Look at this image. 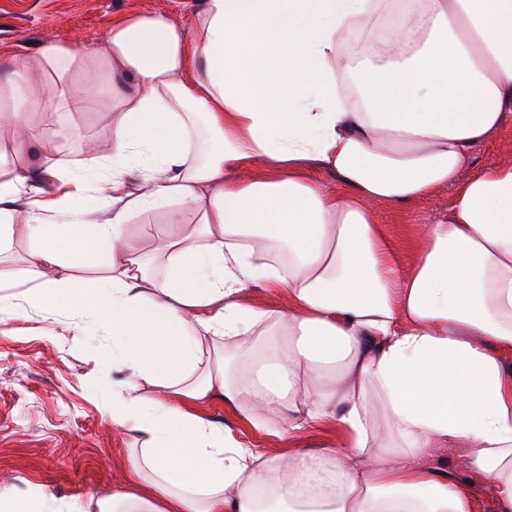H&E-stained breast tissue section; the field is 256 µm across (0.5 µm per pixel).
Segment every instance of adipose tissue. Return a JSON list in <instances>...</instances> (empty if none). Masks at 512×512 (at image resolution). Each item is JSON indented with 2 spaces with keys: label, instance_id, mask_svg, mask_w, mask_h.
Wrapping results in <instances>:
<instances>
[{
  "label": "adipose tissue",
  "instance_id": "adipose-tissue-1",
  "mask_svg": "<svg viewBox=\"0 0 512 512\" xmlns=\"http://www.w3.org/2000/svg\"><path fill=\"white\" fill-rule=\"evenodd\" d=\"M410 6L374 59L342 52L372 0H206L188 28L130 13L0 56V130L44 146L38 171L0 161V242L23 224L36 298L111 337L105 416L145 439L135 485L77 512H475L477 483L512 512V160L459 178L512 117V0ZM94 107L110 120L79 165L55 119ZM444 185L448 218L416 225L402 269L371 206ZM152 211L179 229L160 279L128 231ZM214 394L244 427L336 436L267 455L192 411ZM441 448L459 467L428 464Z\"/></svg>",
  "mask_w": 512,
  "mask_h": 512
}]
</instances>
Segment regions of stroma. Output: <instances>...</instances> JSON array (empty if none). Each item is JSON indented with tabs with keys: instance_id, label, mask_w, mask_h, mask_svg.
<instances>
[{
	"instance_id": "1",
	"label": "stroma",
	"mask_w": 512,
	"mask_h": 512,
	"mask_svg": "<svg viewBox=\"0 0 512 512\" xmlns=\"http://www.w3.org/2000/svg\"><path fill=\"white\" fill-rule=\"evenodd\" d=\"M204 7L205 0H0V51L90 41L128 13L173 14L187 21ZM502 160H512V120L473 151L461 177L469 179ZM454 193L443 187L407 204L374 205L402 267L413 260L409 240L415 224L447 217ZM31 245L18 225L0 249V290L14 301L0 315V486L20 495L50 491L57 512H73L77 502L125 479L143 438L135 429L113 428L103 417L118 379L110 362L111 339L31 296L24 263ZM196 411L243 432L253 447L271 455L290 457L334 434L328 426L281 438L245 431L220 398L197 405Z\"/></svg>"
}]
</instances>
